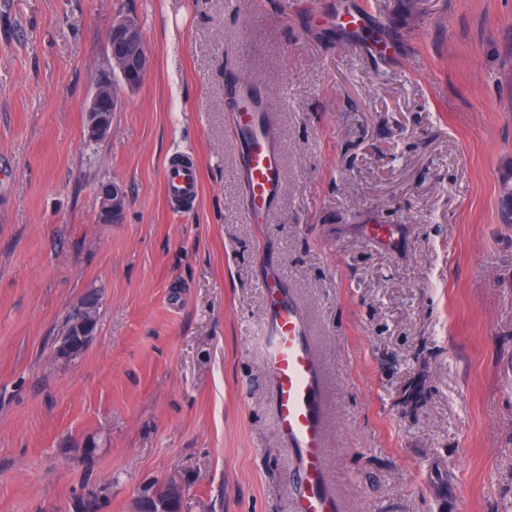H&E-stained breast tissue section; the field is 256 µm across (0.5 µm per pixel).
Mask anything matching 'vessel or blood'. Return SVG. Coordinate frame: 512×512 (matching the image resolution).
Returning a JSON list of instances; mask_svg holds the SVG:
<instances>
[{"instance_id":"vessel-or-blood-1","label":"vessel or blood","mask_w":512,"mask_h":512,"mask_svg":"<svg viewBox=\"0 0 512 512\" xmlns=\"http://www.w3.org/2000/svg\"><path fill=\"white\" fill-rule=\"evenodd\" d=\"M338 23L362 33V46L367 51L389 54V46L373 37L364 9L341 12ZM230 98L248 215L252 223L265 224L282 190L281 133L269 100L256 83L235 80ZM163 180L167 197L176 210H184L195 202L199 182L194 163L183 158L169 159ZM262 286L268 296V307L260 335L273 389L275 422L281 438L297 459L295 512H340L322 464L326 451L325 388L310 334L297 306L284 293L276 271L267 273Z\"/></svg>"}]
</instances>
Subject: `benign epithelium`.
<instances>
[{"instance_id":"obj_1","label":"benign epithelium","mask_w":512,"mask_h":512,"mask_svg":"<svg viewBox=\"0 0 512 512\" xmlns=\"http://www.w3.org/2000/svg\"><path fill=\"white\" fill-rule=\"evenodd\" d=\"M124 45L121 53H111L110 60L94 77V93L87 107L86 134L90 139H102L110 131L104 113L113 111L117 85L131 90L140 86L148 71V54L140 30L129 22L114 24L107 35V42ZM101 204V223L110 224L123 214L126 195L124 187L116 181H108L98 188ZM100 300L90 291L70 316V335L61 339L54 362L63 367L71 363L89 346L97 331L95 323ZM137 512H180V501L175 484L168 482L158 487L142 502Z\"/></svg>"}]
</instances>
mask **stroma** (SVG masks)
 I'll use <instances>...</instances> for the list:
<instances>
[{
    "mask_svg": "<svg viewBox=\"0 0 512 512\" xmlns=\"http://www.w3.org/2000/svg\"><path fill=\"white\" fill-rule=\"evenodd\" d=\"M370 2L391 57L338 31L336 0H0V512H65L88 480L111 482L104 512L169 480L182 512H294L257 336L271 267L322 364L342 512H512V0ZM127 15L148 75L92 143ZM241 74L282 130L266 224L234 175ZM177 153L199 173L185 216ZM110 180L126 204L102 224ZM92 289L97 333L57 367ZM163 180L167 197L177 212H182L197 199L198 174L191 161L183 158L169 159L164 166Z\"/></svg>",
    "mask_w": 512,
    "mask_h": 512,
    "instance_id": "35a3bbf8",
    "label": "stroma"
}]
</instances>
